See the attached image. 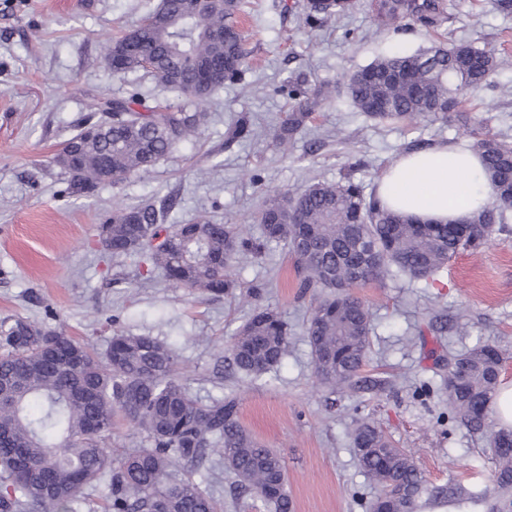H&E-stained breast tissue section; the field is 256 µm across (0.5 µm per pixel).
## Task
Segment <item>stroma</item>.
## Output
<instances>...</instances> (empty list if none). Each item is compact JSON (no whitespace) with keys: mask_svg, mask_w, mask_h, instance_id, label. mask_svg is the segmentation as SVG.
Listing matches in <instances>:
<instances>
[{"mask_svg":"<svg viewBox=\"0 0 512 512\" xmlns=\"http://www.w3.org/2000/svg\"><path fill=\"white\" fill-rule=\"evenodd\" d=\"M159 0H0V319L41 322L105 350L113 334H147L176 349L183 381L203 401L232 397L239 422L283 457L293 512H366L374 489L351 439L354 422L368 417L409 450L427 480L455 478L483 486L491 464L483 446L449 419L442 362L479 343H494L509 358L502 380L512 382V210L478 252L449 261L433 283L405 276L354 287L372 312L371 351L364 375L387 380L383 392H350L327 405L303 322L311 307L284 245L269 244L235 270L232 294L215 297L166 280L146 263L113 258L98 227L113 206H136L178 194L172 224L198 213L259 236L254 221L264 193L300 195L317 181L353 175L375 189L399 154L449 139L467 145L475 134L512 144V65L469 95V124H377L358 112L347 77L378 57L461 41L512 55V14L491 0H443L440 26L377 27L363 6L317 31L299 22L303 0H247L243 22L248 67L203 106L201 134L161 158L148 172L103 186L90 199L65 195L52 157L77 133L91 98L135 92L146 104L181 103V96L148 71L115 74L101 46L129 30ZM307 80L300 102L310 117L292 151L280 152L272 121L291 111L278 88ZM329 101L317 103V88ZM247 117L254 131L228 141L229 126ZM357 170H349L350 162ZM259 305L275 308L293 329L280 366L261 377L230 370L221 359L237 329ZM210 490L223 512H269L238 488L219 454L197 469L175 466Z\"/></svg>","mask_w":512,"mask_h":512,"instance_id":"35a3bbf8","label":"stroma"}]
</instances>
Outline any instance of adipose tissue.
Returning <instances> with one entry per match:
<instances>
[{
    "mask_svg": "<svg viewBox=\"0 0 512 512\" xmlns=\"http://www.w3.org/2000/svg\"><path fill=\"white\" fill-rule=\"evenodd\" d=\"M378 193L392 210L441 224L468 222L488 200L479 156L445 143L398 155Z\"/></svg>",
    "mask_w": 512,
    "mask_h": 512,
    "instance_id": "1",
    "label": "adipose tissue"
}]
</instances>
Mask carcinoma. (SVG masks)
Listing matches in <instances>:
<instances>
[{
	"mask_svg": "<svg viewBox=\"0 0 512 512\" xmlns=\"http://www.w3.org/2000/svg\"><path fill=\"white\" fill-rule=\"evenodd\" d=\"M242 0H211L184 14L175 0H159L137 29L135 51L114 58L106 41L101 59L115 61L114 73L142 67L147 59L157 80L182 96L177 106H146L131 94L89 105L102 119L87 122L62 145L53 163L67 175L66 191L91 198L106 184L146 171L185 141L200 135L196 111L223 82H195V65L221 58L237 63L224 82L241 79L243 46L249 32L240 23ZM352 0L322 5L304 0L301 20L316 29L346 14ZM380 27L416 20L426 26L444 13L442 0H370ZM224 29L231 38L206 37ZM507 59L471 43L427 52L380 57L351 74L346 92L354 107L380 122L464 120L465 96L488 84ZM309 119L287 112L271 138L283 153ZM490 189L489 203L468 224H432L395 213L377 192L347 176L316 182L301 195L267 193L257 211L261 236L247 238L236 224L200 216L165 225L170 201L112 209L99 225L104 249L114 257H138L191 292L213 296L237 287L234 269L269 243H282L295 256L299 287L314 305L304 327L317 377L338 390L370 391L386 382L362 375L369 360L370 307L351 293L354 284L405 275L427 280L458 254L476 252L506 220L501 202L512 196V145L493 136L474 139ZM0 512H73L92 483L110 481V512H222L209 491L188 479H174L175 464H198L219 449L238 484L274 512H292L281 456L257 442L240 425L232 398L203 403L182 382L179 356L149 335L117 332L95 351L43 324L0 320ZM291 327L269 306L255 308L234 334L229 361L239 372L262 376L288 356ZM506 354L483 343L453 357L443 377L448 412L485 443L491 460L490 486L475 489L455 479L433 485L414 457L375 423L362 419L352 431L360 467L375 488L367 512H421L426 505L472 512H512V440L489 416ZM121 413L149 443L113 457V418Z\"/></svg>",
	"mask_w": 512,
	"mask_h": 512,
	"instance_id": "carcinoma-1",
	"label": "carcinoma"
}]
</instances>
